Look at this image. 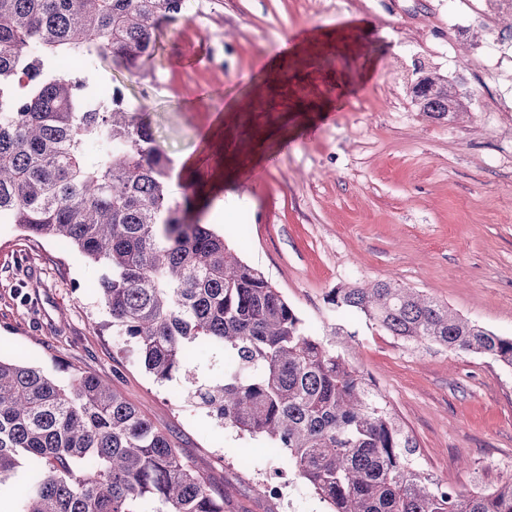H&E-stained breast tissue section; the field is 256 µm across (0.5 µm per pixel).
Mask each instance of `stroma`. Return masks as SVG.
<instances>
[{"label":"stroma","mask_w":512,"mask_h":512,"mask_svg":"<svg viewBox=\"0 0 512 512\" xmlns=\"http://www.w3.org/2000/svg\"><path fill=\"white\" fill-rule=\"evenodd\" d=\"M491 14L488 0H195L190 20L162 26L144 74L99 65L104 85L152 112L172 160L228 144L221 192L247 203L215 231L316 335L355 333V362L416 438L418 465L463 490L512 469V371L403 344L327 296L392 281L512 336V52L470 34ZM422 72L463 79L469 112H419ZM98 277L76 250L0 223V356L62 385L76 368L101 378L204 468L224 512H325L264 438L189 401L223 376V349L196 346L157 382L110 326Z\"/></svg>","instance_id":"stroma-1"}]
</instances>
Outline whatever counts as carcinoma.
I'll return each instance as SVG.
<instances>
[{
    "instance_id": "obj_1",
    "label": "carcinoma",
    "mask_w": 512,
    "mask_h": 512,
    "mask_svg": "<svg viewBox=\"0 0 512 512\" xmlns=\"http://www.w3.org/2000/svg\"><path fill=\"white\" fill-rule=\"evenodd\" d=\"M193 0H0V214L99 266L112 328L163 382L205 339L224 376L189 393L208 416L262 436L327 512H512V472L463 491L414 465L417 442L353 361L355 334H312L278 288L187 213L201 181L172 197V161L149 114L118 88L100 103L88 69L130 74L157 50L163 23ZM437 120L467 111L463 83L427 74L412 90ZM336 312L408 344L489 357L512 369V337L390 281L332 289ZM31 465L15 512H224V492L183 461L172 437L96 375L60 386L31 363L0 358V484Z\"/></svg>"
}]
</instances>
